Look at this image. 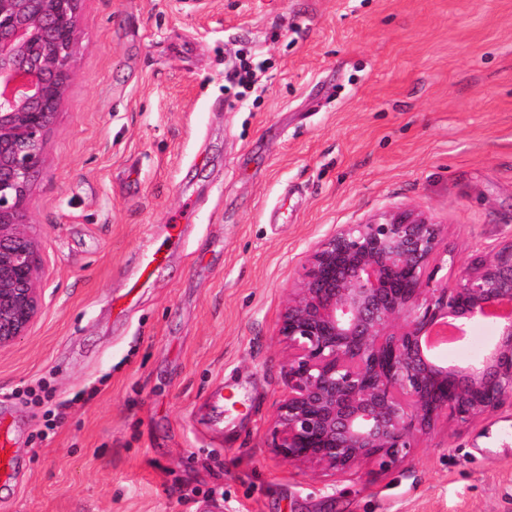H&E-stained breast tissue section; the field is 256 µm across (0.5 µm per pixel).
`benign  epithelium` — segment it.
Instances as JSON below:
<instances>
[{
	"instance_id": "obj_1",
	"label": "benign epithelium",
	"mask_w": 512,
	"mask_h": 512,
	"mask_svg": "<svg viewBox=\"0 0 512 512\" xmlns=\"http://www.w3.org/2000/svg\"><path fill=\"white\" fill-rule=\"evenodd\" d=\"M81 0H0V348L27 335L43 275L27 211L47 135L68 93ZM451 277H438L445 267ZM512 242L461 263L419 209L343 224L307 257L276 336L288 349L271 447L324 476L406 461L441 418L512 408ZM490 321L475 363L449 364L430 336Z\"/></svg>"
}]
</instances>
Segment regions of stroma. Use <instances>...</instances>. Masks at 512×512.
<instances>
[{"label": "stroma", "mask_w": 512, "mask_h": 512, "mask_svg": "<svg viewBox=\"0 0 512 512\" xmlns=\"http://www.w3.org/2000/svg\"><path fill=\"white\" fill-rule=\"evenodd\" d=\"M80 29L31 193L41 313L0 349V512H512L507 409L338 482L270 446L313 246L397 208L462 262L512 240V0H82Z\"/></svg>", "instance_id": "35a3bbf8"}]
</instances>
